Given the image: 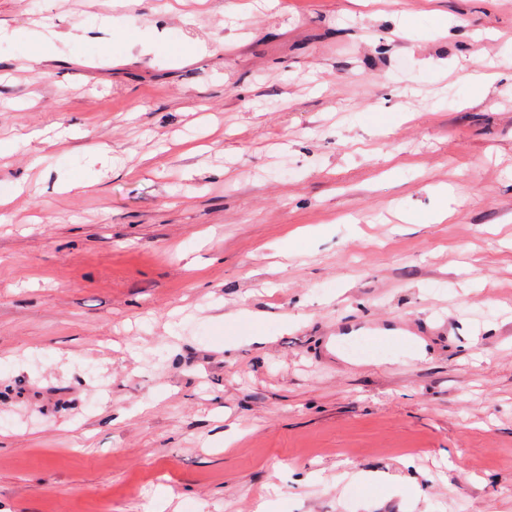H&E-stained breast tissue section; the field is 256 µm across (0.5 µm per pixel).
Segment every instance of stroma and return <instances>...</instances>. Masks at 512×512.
<instances>
[{
    "label": "stroma",
    "mask_w": 512,
    "mask_h": 512,
    "mask_svg": "<svg viewBox=\"0 0 512 512\" xmlns=\"http://www.w3.org/2000/svg\"><path fill=\"white\" fill-rule=\"evenodd\" d=\"M115 14L0 0V512H512V0Z\"/></svg>",
    "instance_id": "stroma-1"
}]
</instances>
